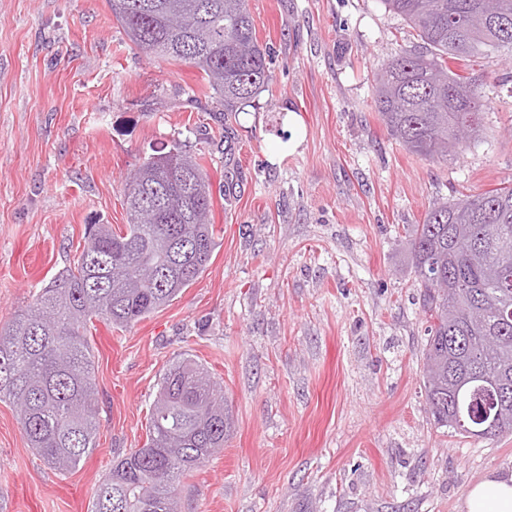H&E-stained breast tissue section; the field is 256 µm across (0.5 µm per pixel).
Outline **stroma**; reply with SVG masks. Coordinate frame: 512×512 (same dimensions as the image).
Returning a JSON list of instances; mask_svg holds the SVG:
<instances>
[{"instance_id": "35a3bbf8", "label": "stroma", "mask_w": 512, "mask_h": 512, "mask_svg": "<svg viewBox=\"0 0 512 512\" xmlns=\"http://www.w3.org/2000/svg\"><path fill=\"white\" fill-rule=\"evenodd\" d=\"M269 92L237 118L224 190V114L200 73L133 46L106 0H0V324L84 246L124 228L125 180L186 145L204 159L221 240L168 306L123 328L92 320L100 429L61 474L0 400V512H91L186 354L224 387V450L179 491L183 512H465L512 472V435L435 425L426 321L407 241L434 203L512 182V59H479L478 136L443 161L408 151L375 105L381 65L419 45L381 0H247Z\"/></svg>"}]
</instances>
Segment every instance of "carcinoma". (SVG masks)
Listing matches in <instances>:
<instances>
[{
    "label": "carcinoma",
    "mask_w": 512,
    "mask_h": 512,
    "mask_svg": "<svg viewBox=\"0 0 512 512\" xmlns=\"http://www.w3.org/2000/svg\"><path fill=\"white\" fill-rule=\"evenodd\" d=\"M417 32L419 48L380 69L376 108L388 133L426 158L458 147L452 128L479 131L487 101L470 72L476 58L512 54V0H381ZM125 35L147 55L202 73L224 112V177L233 185L230 124L272 83L247 0H107ZM202 157L176 143L126 178L125 230L89 224L72 266L0 325V400L17 408L29 447L70 472L96 447V386L85 331L92 318L138 322L192 285L218 247ZM428 323L424 388L437 425L464 438L512 434V184L443 201L409 242ZM224 387L190 356L158 383L147 443L112 466L93 512H180L177 488L224 450Z\"/></svg>",
    "instance_id": "carcinoma-1"
}]
</instances>
